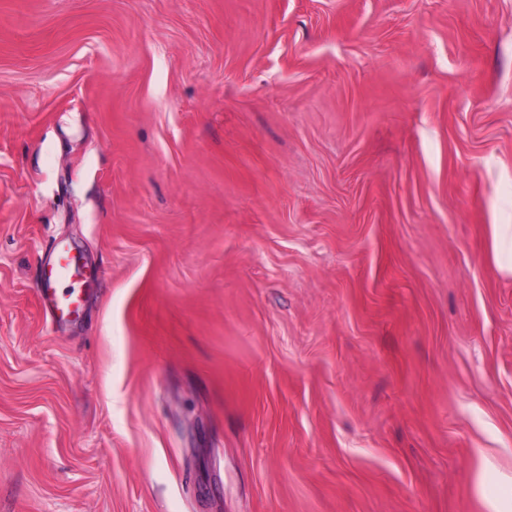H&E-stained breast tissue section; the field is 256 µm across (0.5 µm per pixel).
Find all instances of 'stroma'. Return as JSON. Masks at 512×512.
<instances>
[{
    "label": "stroma",
    "mask_w": 512,
    "mask_h": 512,
    "mask_svg": "<svg viewBox=\"0 0 512 512\" xmlns=\"http://www.w3.org/2000/svg\"><path fill=\"white\" fill-rule=\"evenodd\" d=\"M499 224L512 0H0V512H512ZM49 278L45 285L39 289V299L46 313L54 315L61 320L65 316L76 315L80 305V299L75 291L68 294H58L52 286L63 280H72L78 275L73 267L69 251L64 246L54 247L49 258Z\"/></svg>",
    "instance_id": "35a3bbf8"
}]
</instances>
